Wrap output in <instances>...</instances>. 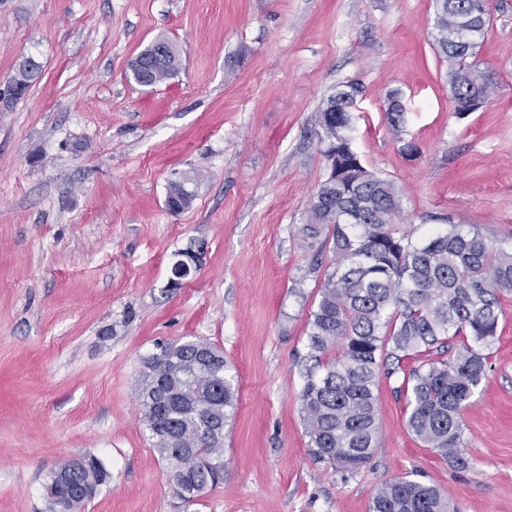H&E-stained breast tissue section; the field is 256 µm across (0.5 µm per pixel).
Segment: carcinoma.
<instances>
[{
  "label": "carcinoma",
  "mask_w": 512,
  "mask_h": 512,
  "mask_svg": "<svg viewBox=\"0 0 512 512\" xmlns=\"http://www.w3.org/2000/svg\"><path fill=\"white\" fill-rule=\"evenodd\" d=\"M484 0H436L435 49L448 62L451 99L469 98L483 72L475 49L485 37ZM136 82L174 77L179 54L140 51ZM385 116L403 132L404 107L388 98ZM320 142L330 172L299 230L303 247L319 256L332 244L319 300L309 314L300 357L301 416L308 453L334 471L353 473L371 459L379 418L374 389L380 375L398 377L407 403V430L458 470L470 468L461 413L487 374L501 297L512 293V251L479 231L452 224L414 240L397 226L401 195L363 167L352 146L354 116L336 96L319 114ZM186 180L170 183L169 212L189 208ZM142 421L170 468L175 494L196 501L224 468V429L237 408L232 365L211 343L189 339L157 345L143 360L137 387ZM105 467L94 457L70 458L51 473L86 487ZM370 512H450L433 486L399 479L379 488Z\"/></svg>",
  "instance_id": "1"
}]
</instances>
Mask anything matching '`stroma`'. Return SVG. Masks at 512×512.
<instances>
[{
  "label": "stroma",
  "instance_id": "obj_1",
  "mask_svg": "<svg viewBox=\"0 0 512 512\" xmlns=\"http://www.w3.org/2000/svg\"><path fill=\"white\" fill-rule=\"evenodd\" d=\"M434 13L435 0H0V85L24 57L42 66L0 104V512H50L48 476L77 454L110 474L81 512H369L403 478L458 512H512V294L461 416L469 470L408 432L394 379L378 381L380 431L356 473L312 459L300 414L324 271L299 229L329 174L319 112L342 85H361L353 147L399 190L404 230L455 224L512 249V0H492L477 52L497 88L473 112L451 100ZM159 36L180 70L139 86L130 62ZM183 178L194 200L174 215ZM189 248L199 267L171 287ZM193 338L223 351L239 389L223 478L188 506L136 388L156 343ZM187 181L182 179L170 183L166 198V207L170 213L178 214L191 205L194 195L186 188Z\"/></svg>",
  "mask_w": 512,
  "mask_h": 512
}]
</instances>
